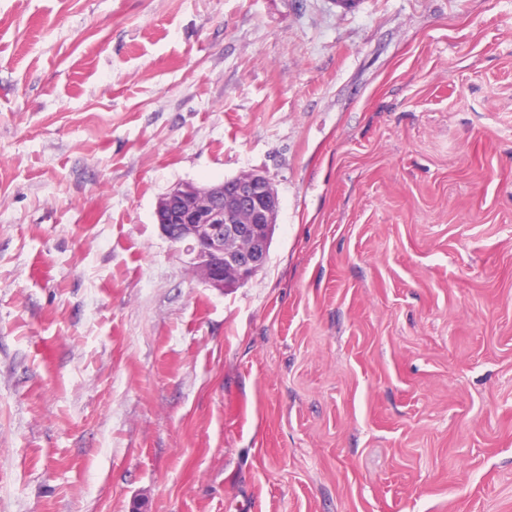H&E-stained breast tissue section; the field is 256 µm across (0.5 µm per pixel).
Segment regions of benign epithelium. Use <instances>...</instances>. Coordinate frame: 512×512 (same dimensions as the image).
Instances as JSON below:
<instances>
[{"label":"benign epithelium","instance_id":"7a95c632","mask_svg":"<svg viewBox=\"0 0 512 512\" xmlns=\"http://www.w3.org/2000/svg\"><path fill=\"white\" fill-rule=\"evenodd\" d=\"M278 208L270 180L251 172L206 186L177 185L159 199L155 218L198 279L222 291L247 282L263 266ZM239 240L248 247L233 249Z\"/></svg>","mask_w":512,"mask_h":512}]
</instances>
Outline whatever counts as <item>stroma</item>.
Here are the masks:
<instances>
[{"instance_id": "obj_1", "label": "stroma", "mask_w": 512, "mask_h": 512, "mask_svg": "<svg viewBox=\"0 0 512 512\" xmlns=\"http://www.w3.org/2000/svg\"><path fill=\"white\" fill-rule=\"evenodd\" d=\"M265 175L244 285L154 218ZM512 512V0H0V512Z\"/></svg>"}]
</instances>
